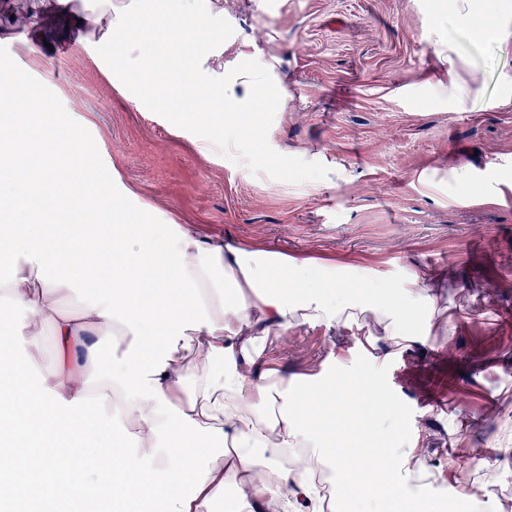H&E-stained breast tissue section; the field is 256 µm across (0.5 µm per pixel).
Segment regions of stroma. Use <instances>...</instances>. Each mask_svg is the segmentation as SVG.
<instances>
[{"instance_id": "35a3bbf8", "label": "stroma", "mask_w": 512, "mask_h": 512, "mask_svg": "<svg viewBox=\"0 0 512 512\" xmlns=\"http://www.w3.org/2000/svg\"><path fill=\"white\" fill-rule=\"evenodd\" d=\"M234 34L201 67L212 77L242 43H254L288 83L268 140L280 154L318 161L340 177L293 184L252 175L208 141L147 109L98 55L99 34L78 33L45 79L28 50L30 27L0 40V83L15 67L22 101L48 99L42 121L57 141L99 140L102 177L118 173L133 205L154 224H197L204 233L291 256L353 261L352 288L435 289L439 327L403 352L363 353L357 326L297 325L268 362L289 376L355 365L386 389L398 422L383 421L384 447L425 438L433 480L396 474L409 502L440 499L446 512L474 502L512 512V194L471 201L474 182L512 176V105L487 108L512 72V41L470 51L481 82L466 110L424 82L437 23L431 0H205ZM470 166L474 179L449 180ZM436 185L425 187L421 175Z\"/></svg>"}]
</instances>
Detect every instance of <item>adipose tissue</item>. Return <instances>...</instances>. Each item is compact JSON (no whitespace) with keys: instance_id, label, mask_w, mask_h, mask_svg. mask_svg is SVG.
<instances>
[{"instance_id":"ef3b65f1","label":"adipose tissue","mask_w":512,"mask_h":512,"mask_svg":"<svg viewBox=\"0 0 512 512\" xmlns=\"http://www.w3.org/2000/svg\"><path fill=\"white\" fill-rule=\"evenodd\" d=\"M48 2L70 26L105 30L112 48L130 37L112 22V0H99L93 14L75 0ZM433 9V54L445 76L431 87L463 108L459 69L468 60L459 43L511 41L512 0H434ZM481 10L489 26L471 24ZM269 69L259 51H238L220 111L196 69H180L178 87L196 111L241 119L257 100L285 109L288 89ZM53 109L32 101L0 121V255L15 261L0 277V502L8 512H65L79 490L94 492V512H142L148 501L162 512H213L228 486L233 512H323L314 477L330 471L340 477L342 512H403L402 495L382 475L418 471L421 437L355 455L322 448L325 435L349 431L346 401L393 411L382 385L360 370L289 377L262 356L269 337L287 340L298 324L358 320L361 347L383 341L404 350L439 325L433 311L419 327L408 321L413 306L431 300L428 279L358 298L319 259L226 241L195 224L148 223L101 176L97 142L74 136L47 149L53 132L41 115ZM57 213L63 232L46 234ZM105 265L106 291L76 310L59 308V297L89 287ZM20 309L19 339L9 330ZM118 328L129 341L101 368L100 345ZM48 342L55 365L40 372ZM20 346L24 358L12 361ZM116 419L129 436L113 432Z\"/></svg>"}]
</instances>
